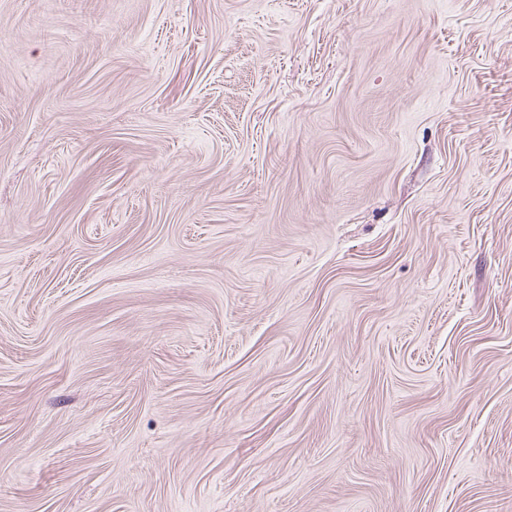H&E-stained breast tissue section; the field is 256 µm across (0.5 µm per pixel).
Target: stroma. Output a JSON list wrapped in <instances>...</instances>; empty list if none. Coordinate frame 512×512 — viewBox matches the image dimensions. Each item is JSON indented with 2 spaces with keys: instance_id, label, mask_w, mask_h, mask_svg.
I'll list each match as a JSON object with an SVG mask.
<instances>
[{
  "instance_id": "1",
  "label": "stroma",
  "mask_w": 512,
  "mask_h": 512,
  "mask_svg": "<svg viewBox=\"0 0 512 512\" xmlns=\"http://www.w3.org/2000/svg\"><path fill=\"white\" fill-rule=\"evenodd\" d=\"M0 512H512V0H0Z\"/></svg>"
}]
</instances>
